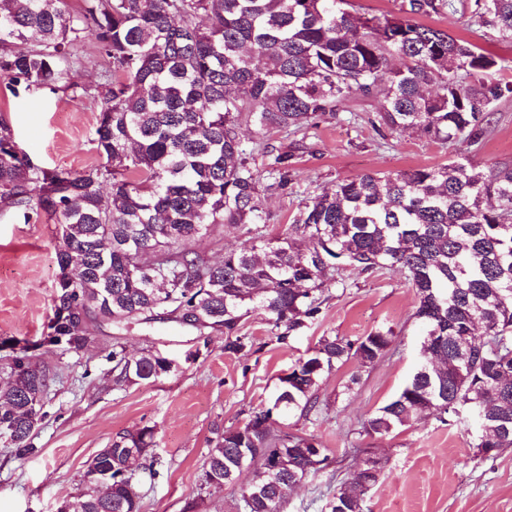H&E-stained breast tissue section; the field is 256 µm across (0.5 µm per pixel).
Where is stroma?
<instances>
[{
    "label": "stroma",
    "instance_id": "stroma-1",
    "mask_svg": "<svg viewBox=\"0 0 512 512\" xmlns=\"http://www.w3.org/2000/svg\"><path fill=\"white\" fill-rule=\"evenodd\" d=\"M431 26L463 38L503 59L494 81L512 83V43L462 13L430 18ZM373 97L352 96L336 118L321 121L306 136L274 132L270 140L293 148L295 172L286 194L267 198L274 216L264 232L282 235L300 202L329 190L337 179L436 167L455 160L453 144L406 131L381 139L369 119ZM97 99L69 93L6 87L0 81V118L34 164L74 172L96 164L91 138ZM467 157L476 169L512 166V96L494 107L493 124ZM55 224L42 213L0 212V338L39 339L53 312L57 267ZM344 286H329L322 313L287 344L277 342L263 315L251 314L242 331L250 350L229 355L224 334H204L172 322L102 325L85 351L37 352L52 381L46 417L36 429L35 454L16 456L0 438V512H57L84 489L89 459L116 434L148 426L158 464L155 473L136 470L141 512H238L244 483L221 487L203 482V465L215 428L243 425L263 408L295 362L323 336L355 339L378 328L394 331L391 352L364 367L352 359L326 375L317 422L300 415L278 417L274 433L311 434L334 458L332 468L309 475L290 491L282 512H328L338 481H350L362 459L351 447L368 448L384 466L366 498L367 512H512V449L484 461L470 447L464 426L426 417L378 438L361 422L390 400L413 374L421 330L412 317L414 295L404 275L382 270L365 275L349 268ZM120 339L128 352L151 349L177 367L157 380L116 385L103 345Z\"/></svg>",
    "mask_w": 512,
    "mask_h": 512
}]
</instances>
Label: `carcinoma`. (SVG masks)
<instances>
[{
	"mask_svg": "<svg viewBox=\"0 0 512 512\" xmlns=\"http://www.w3.org/2000/svg\"><path fill=\"white\" fill-rule=\"evenodd\" d=\"M0 0V79L100 99L93 142L101 162L81 172L30 161L0 119V206L37 209L57 227L55 262L78 278L56 284L42 345L80 352L101 322L146 323L165 313L209 328L224 324V352L250 344L242 321L263 314L277 340L322 312L342 271H401L414 291L422 361L362 429L385 437L431 413L469 427L472 447L494 460L512 448V167L481 172L460 161L340 179L306 197L284 234L270 238L265 197L285 193L294 154L266 139L334 119L353 94L380 99V132L412 131L470 148L491 107L512 86L487 79L498 59L415 21L462 8L512 43V0H400L398 12L365 16L347 0ZM94 40L104 65L94 89L71 84L77 43ZM261 157L262 166L256 165ZM247 230L217 261L188 244L220 227ZM392 329L354 340L323 336L288 373L269 405L242 426L215 430L204 467L222 484L248 469L243 512H281L288 490L318 467L312 436L277 435L272 410L320 411L324 376L351 358L372 365ZM0 384V438L19 456L36 451L30 424L52 378L20 345ZM117 384L169 372L159 353L130 356L112 344ZM147 426L112 438L88 463L81 512H141L134 463L147 456ZM342 484L329 512H363L378 478Z\"/></svg>",
	"mask_w": 512,
	"mask_h": 512,
	"instance_id": "obj_1",
	"label": "carcinoma"
}]
</instances>
